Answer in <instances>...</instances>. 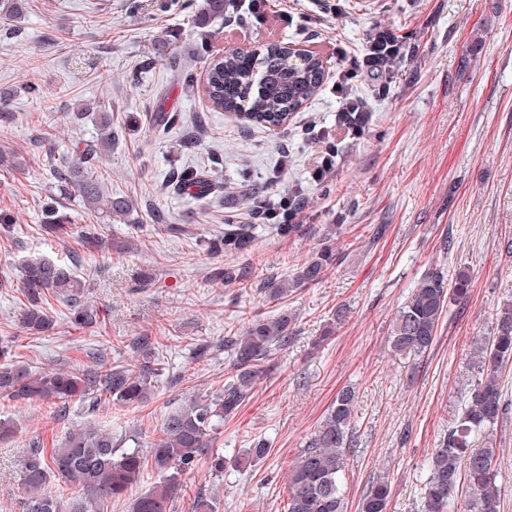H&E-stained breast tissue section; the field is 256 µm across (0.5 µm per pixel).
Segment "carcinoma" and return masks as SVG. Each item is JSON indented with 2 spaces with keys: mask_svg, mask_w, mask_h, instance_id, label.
<instances>
[{
  "mask_svg": "<svg viewBox=\"0 0 512 512\" xmlns=\"http://www.w3.org/2000/svg\"><path fill=\"white\" fill-rule=\"evenodd\" d=\"M243 0H204L195 14V25L206 28L222 18L228 23L241 21ZM22 15L21 0H0V32L12 35ZM408 34L376 25L368 35L362 58L339 60L335 92L340 100L338 124L349 132L364 134L370 120L363 101L354 88L367 82L371 95L384 98L399 76L401 66L414 57ZM325 77L321 57L299 53L270 43L266 46L238 47L211 59L205 92L216 110L244 114V121L266 128H278L288 116L299 111L321 88ZM93 115L97 137L77 148L75 158L53 169L58 190L77 196L91 212L112 219L129 216L134 204L126 197L104 192L97 164L112 153L117 131L112 114L94 111V104L82 103L74 116ZM314 137L324 140V166L317 179L325 180L339 152L329 134L319 131ZM224 181L223 171L215 169L202 176L189 169L174 170L166 186L202 200ZM240 195L251 224H226L224 235L205 240L210 253L236 254L248 249L257 228L266 224L279 235L290 237L301 232L300 224H269L274 205L266 196V186L251 179L250 171L240 174ZM43 231L61 239L68 234L69 217L60 213L58 202L50 200L42 209ZM102 224H85L80 235L90 247L103 239ZM336 253L324 247L304 262L291 279H269L264 284L266 298L278 301L288 292L312 285L335 264ZM26 304L18 322L32 335L54 328L53 316L45 307L55 297L70 307L71 323L78 329L97 325L98 310L88 297L89 285L73 266L43 256L27 258L21 270ZM209 278L216 283H243L245 274L232 266L214 267ZM470 285L461 272L447 283L439 271L427 273L407 302L396 312L390 344L399 354L423 353L433 345L449 295L463 297ZM294 317L283 311L273 317H254L237 335L224 337V349L233 357L236 374L217 392H197L163 419L157 437L145 444L137 433L114 434L91 425H76L55 448L44 446L32 436L19 457L17 468L23 492L22 512H108L109 504L122 498L149 467L159 476L150 490L137 496L131 512H174L173 502L180 478L195 468L200 456L208 461L214 478L224 477V453L209 450L212 435L224 420L234 415L252 394L255 380L264 364L274 358L278 348L288 344ZM135 364L112 366L103 353L88 355L89 361L76 368L62 366L38 374L17 360L11 341H0V396L17 404L42 402L55 406L63 418L71 404L93 410L102 402L137 407L148 401L159 386L162 369L157 367L158 342L138 336L132 342ZM472 369L477 371L470 399L447 441L432 453L431 470L422 497V512H453L461 481L470 491L467 512H499V449L488 442L473 448V436L493 430L506 415L499 385L501 370L512 362V303L496 313L494 335L474 343ZM355 393L349 389L336 396L334 405L311 437L299 460L288 469V512H346L344 480L347 453L352 445L351 418ZM64 483L77 489L66 496L55 485ZM388 480H378L361 499L359 512H389Z\"/></svg>",
  "mask_w": 512,
  "mask_h": 512,
  "instance_id": "cac0c4a2",
  "label": "carcinoma"
}]
</instances>
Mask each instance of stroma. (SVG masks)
I'll use <instances>...</instances> for the list:
<instances>
[{
    "mask_svg": "<svg viewBox=\"0 0 512 512\" xmlns=\"http://www.w3.org/2000/svg\"><path fill=\"white\" fill-rule=\"evenodd\" d=\"M245 0L247 18L195 27L203 0H25L21 34L0 36V148L17 150L18 169L0 167V210L16 218L0 230V336L12 340L31 371L75 367L103 351L127 365L126 343L157 337L166 370L144 405L111 403L90 411L72 405L67 420L53 408L0 399V418L14 420L16 435L0 442V512H21L17 460L27 440L53 447L68 426L91 424L115 433L159 431L164 416L187 394L223 388L233 361L222 343L252 315L293 314L286 346L267 363L251 397L213 436L223 451V479L205 462L181 478L174 512H192L199 494L219 493L218 512H288L286 473L306 448L343 389L356 392L353 443L344 482L347 512L378 478L391 487L389 512H420L430 454L448 435L470 397L475 373L469 352L491 336L495 314L512 302V0ZM410 34L416 52L382 99L364 98L370 122L357 137L337 127L335 72L288 121L287 131L247 125L214 110L206 93L207 66L225 51L273 41L318 52L328 64L364 53L374 25ZM175 36L176 50L161 54L157 40ZM193 47L186 63L183 46ZM191 67L194 86L183 80ZM94 101L112 115L119 139L100 171L105 190L135 205L127 218L105 228L106 243L86 247L78 235L52 238L40 210L59 197L51 167L70 162L77 142L95 138L93 120H75L78 104ZM174 112L178 126L158 135L155 112ZM327 129L342 151L330 171V189L315 172L324 155L302 129ZM223 163V191L197 202L166 189L172 169ZM249 166L267 194L291 185L304 189L300 234L257 230L251 247L213 256L205 239L223 234L225 216L248 223L232 184ZM72 224L98 223L75 198L59 197ZM338 225L336 264L321 281L268 301L270 277L292 276ZM133 248L117 253L116 243ZM77 262L99 309L97 327L79 330L68 308L49 299L51 333L32 336L17 316L24 304L19 269L29 255ZM234 265L246 285L216 284L209 272ZM447 279L471 278V291L450 302L431 349L398 356L389 347L397 310L432 270ZM346 315L332 338L314 348L337 309ZM209 345L193 360L191 346ZM270 446L246 462L255 438ZM494 443L503 457L497 484L500 512H512V413L500 420Z\"/></svg>",
    "mask_w": 512,
    "mask_h": 512,
    "instance_id": "1",
    "label": "stroma"
}]
</instances>
